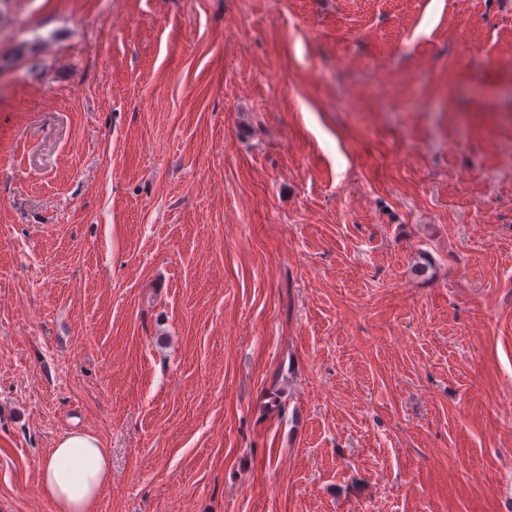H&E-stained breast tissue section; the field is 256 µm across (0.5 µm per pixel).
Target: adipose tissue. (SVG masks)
<instances>
[{"label": "adipose tissue", "instance_id": "adipose-tissue-1", "mask_svg": "<svg viewBox=\"0 0 512 512\" xmlns=\"http://www.w3.org/2000/svg\"><path fill=\"white\" fill-rule=\"evenodd\" d=\"M111 480L110 452L89 432L60 438L38 468L40 494L55 512H96Z\"/></svg>", "mask_w": 512, "mask_h": 512}]
</instances>
